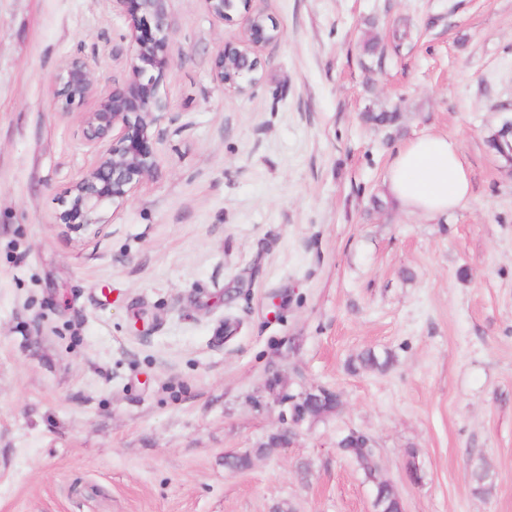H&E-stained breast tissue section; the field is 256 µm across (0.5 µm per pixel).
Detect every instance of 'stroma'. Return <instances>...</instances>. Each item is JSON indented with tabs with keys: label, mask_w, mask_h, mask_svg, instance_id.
<instances>
[{
	"label": "stroma",
	"mask_w": 512,
	"mask_h": 512,
	"mask_svg": "<svg viewBox=\"0 0 512 512\" xmlns=\"http://www.w3.org/2000/svg\"><path fill=\"white\" fill-rule=\"evenodd\" d=\"M251 9L279 37L237 94L214 60L243 15L171 0L159 167L80 235L55 215L95 152L55 112L54 76L80 56L123 82L130 19L111 0H0V512H374L337 447L352 430L404 512H512V171L487 144L512 117V0ZM384 110L398 130L364 123ZM428 133L459 141L471 193L426 217L384 178ZM368 350L391 365L362 367ZM275 375L340 407L262 454Z\"/></svg>",
	"instance_id": "35a3bbf8"
}]
</instances>
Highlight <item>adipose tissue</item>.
Returning a JSON list of instances; mask_svg holds the SVG:
<instances>
[{"instance_id":"1","label":"adipose tissue","mask_w":512,"mask_h":512,"mask_svg":"<svg viewBox=\"0 0 512 512\" xmlns=\"http://www.w3.org/2000/svg\"><path fill=\"white\" fill-rule=\"evenodd\" d=\"M385 184L401 209L422 216L454 211L470 196L459 143L440 134L408 143L392 160Z\"/></svg>"}]
</instances>
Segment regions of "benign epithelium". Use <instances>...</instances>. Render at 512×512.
<instances>
[{
    "mask_svg": "<svg viewBox=\"0 0 512 512\" xmlns=\"http://www.w3.org/2000/svg\"><path fill=\"white\" fill-rule=\"evenodd\" d=\"M130 17L129 33L133 62L121 83L101 92L89 63L81 58L61 62L55 75L53 103L65 115L87 100L94 106L80 113L86 145L96 150L94 164L73 183L65 208L57 221L73 232L95 231L106 205L121 206L155 173L159 164L158 124L167 114L168 103L158 96V77L169 67L172 51L169 39V0H113ZM207 12L220 20L233 19L244 10L246 28L238 45L221 51L215 62V77L228 91L244 93L257 81L259 46L276 40L277 27L250 9L249 0H204ZM279 381L268 385L275 403L282 407V427L276 435L291 437L296 425L297 405L317 398V389L297 395L278 391Z\"/></svg>",
    "mask_w": 512,
    "mask_h": 512,
    "instance_id": "obj_1",
    "label": "benign epithelium"
}]
</instances>
